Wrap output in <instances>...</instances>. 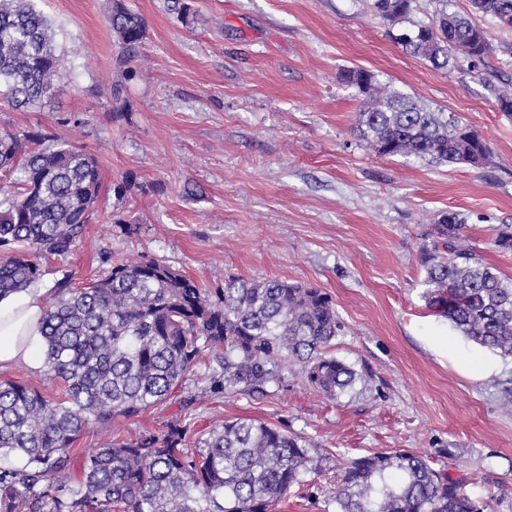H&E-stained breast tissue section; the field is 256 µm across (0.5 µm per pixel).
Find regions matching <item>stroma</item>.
I'll return each instance as SVG.
<instances>
[{
  "label": "stroma",
  "instance_id": "stroma-1",
  "mask_svg": "<svg viewBox=\"0 0 512 512\" xmlns=\"http://www.w3.org/2000/svg\"><path fill=\"white\" fill-rule=\"evenodd\" d=\"M146 36L138 75L114 95L118 52L109 0H36L56 30L63 76L41 105L0 103V131L39 130L93 154L103 186L85 233L58 271L97 278L103 257L168 262L201 287L281 279L328 293L343 324L330 354L361 379L329 399L289 366L264 398L228 391L194 400L199 373L176 397L133 419L82 433L71 454L185 418L189 440L219 420L255 419L321 457L277 512H336L339 465L403 450L462 480L488 512H512V359L467 340L427 306L419 251L445 212L503 276L512 252L494 240L512 225V117L493 105L483 72L463 59L437 68L390 36L374 0H126ZM489 33L490 66L512 79V30L471 0H411L406 24L441 12ZM363 69L490 144L487 168L377 155L357 130L364 100L341 79ZM125 184L124 197L113 188ZM138 225L124 236L120 224ZM191 405H184V398Z\"/></svg>",
  "mask_w": 512,
  "mask_h": 512
}]
</instances>
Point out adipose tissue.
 Returning <instances> with one entry per match:
<instances>
[{
  "label": "adipose tissue",
  "instance_id": "obj_1",
  "mask_svg": "<svg viewBox=\"0 0 512 512\" xmlns=\"http://www.w3.org/2000/svg\"><path fill=\"white\" fill-rule=\"evenodd\" d=\"M45 309L46 299L37 289L0 298V368L41 367L39 326Z\"/></svg>",
  "mask_w": 512,
  "mask_h": 512
}]
</instances>
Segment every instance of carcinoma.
Here are the masks:
<instances>
[{
  "label": "carcinoma",
  "mask_w": 512,
  "mask_h": 512,
  "mask_svg": "<svg viewBox=\"0 0 512 512\" xmlns=\"http://www.w3.org/2000/svg\"><path fill=\"white\" fill-rule=\"evenodd\" d=\"M476 12L501 19L512 0H472ZM386 20L405 19L410 0H375ZM120 45L114 65L136 77L145 23L124 0L108 17ZM398 41L444 68L452 54H475L488 69L487 32L443 12ZM61 75L52 22L35 0H0V101L37 106ZM364 96L359 127L376 153L436 163L492 162L488 142L449 121L368 71L348 70ZM485 90L512 117V89L486 79ZM0 296L25 291L44 275L37 255L66 257L81 238L101 189L98 160L40 131L0 133ZM458 213L441 215L419 251L427 307L469 340L512 358V281L488 264L464 235ZM76 287L55 280L41 332L44 376L63 386L58 398L18 383L0 384V512H275L301 485L312 458L272 424L226 420L185 447L188 427L170 420L159 434L143 432L88 452L81 479L68 475L77 438L93 424L137 417L169 399L211 353L203 391L252 397L284 381L283 367L301 366L309 385L335 399L357 373L328 354L342 325L332 298L319 288L283 280L229 278L209 291L154 258L112 263ZM422 455L377 452L348 461L338 512H486Z\"/></svg>",
  "instance_id": "cac0c4a2"
}]
</instances>
